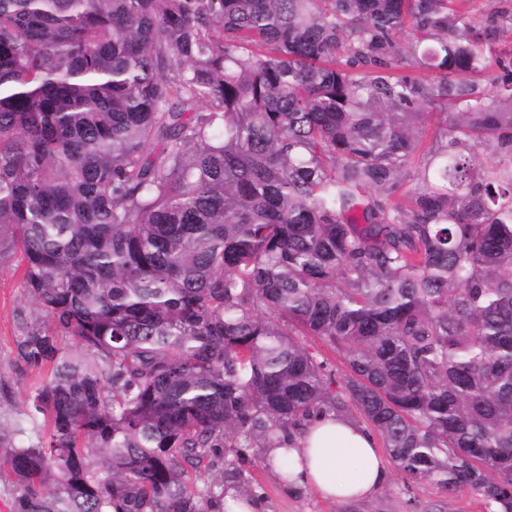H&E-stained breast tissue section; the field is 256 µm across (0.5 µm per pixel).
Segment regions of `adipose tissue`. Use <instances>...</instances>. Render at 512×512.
Returning a JSON list of instances; mask_svg holds the SVG:
<instances>
[{
	"mask_svg": "<svg viewBox=\"0 0 512 512\" xmlns=\"http://www.w3.org/2000/svg\"><path fill=\"white\" fill-rule=\"evenodd\" d=\"M267 456L288 459L293 489L309 487L324 499L344 504L369 499L388 475L375 436L365 426L331 413L309 422L294 448H271Z\"/></svg>",
	"mask_w": 512,
	"mask_h": 512,
	"instance_id": "obj_1",
	"label": "adipose tissue"
}]
</instances>
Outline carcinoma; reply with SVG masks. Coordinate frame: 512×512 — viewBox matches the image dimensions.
Wrapping results in <instances>:
<instances>
[{"label": "carcinoma", "mask_w": 512, "mask_h": 512, "mask_svg": "<svg viewBox=\"0 0 512 512\" xmlns=\"http://www.w3.org/2000/svg\"><path fill=\"white\" fill-rule=\"evenodd\" d=\"M456 2L0 0V260L49 369L15 512H216L330 412L512 512V60L467 80L512 8ZM504 0H459V8L477 21H484L486 17L497 10H501ZM422 112H430V114L425 121L422 148L417 153L410 169L411 177L403 185V192L407 195H413L421 187L419 178L431 155L430 151L440 148L447 141L444 120L446 113L443 112H455V107L450 101L438 100L425 104ZM308 345L313 347L317 352L320 359L328 362V367L335 375L337 381L341 380V376L346 371L345 364L338 354L333 352L325 343L320 339L313 336H300Z\"/></svg>", "instance_id": "obj_1"}]
</instances>
